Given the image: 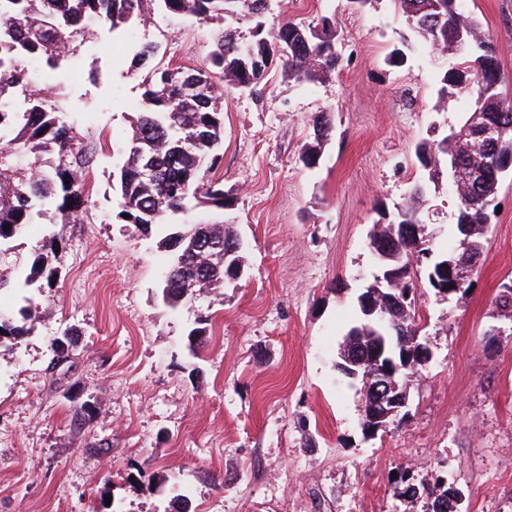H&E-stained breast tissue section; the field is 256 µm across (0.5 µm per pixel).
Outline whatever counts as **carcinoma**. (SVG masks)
Instances as JSON below:
<instances>
[{
    "label": "carcinoma",
    "instance_id": "carcinoma-1",
    "mask_svg": "<svg viewBox=\"0 0 512 512\" xmlns=\"http://www.w3.org/2000/svg\"><path fill=\"white\" fill-rule=\"evenodd\" d=\"M463 0H394L408 25L428 47L443 52L452 40L471 44L468 55L453 58L442 77L443 99L477 87L473 110L488 111L497 119L500 136L489 152L472 153L461 145L470 164L480 167L512 155V100L497 91L501 82L497 47L486 38L479 22L462 9ZM163 9L217 25L211 49L203 65L172 66L154 62L158 45L150 40L133 49L127 75L137 81L141 112L133 119L132 136L118 178L120 214L129 224L146 229L168 224L192 199L205 206L225 209L233 204L224 185L214 178L215 154L224 139V91L253 89L264 76L253 71L250 55L266 56L280 65L282 75L296 82H315L336 72L335 22L320 17L313 25L290 20L268 28L262 20L261 0H0V244L8 242L41 214V206L55 204L60 223H82L88 217L92 194L87 176L93 152L59 116L52 98L24 89V63L37 60L56 69L76 58L89 37L86 23L94 22L112 31L137 25L147 27L155 11ZM251 24L248 34L238 27ZM288 43V55L277 54V46ZM22 88L23 100L12 90ZM313 139L307 142L300 160L307 168L319 164L323 146L333 129L330 114L311 117ZM462 129L450 127L439 143L419 146L417 156L433 157L429 179H438L440 162L448 161L442 144L457 137ZM499 180L481 183L479 189L457 193L454 255L465 254L463 241L483 251L485 228L492 223ZM420 197L410 189L393 224H419ZM237 236L222 222L194 224L191 229L164 238L165 248H175L172 277L163 282V298L172 307L205 288H218L229 280L227 265H242V256L224 257V248ZM397 263L404 279L417 275L418 257L408 245L401 246ZM58 271L48 257L38 255L25 283L43 278L57 279ZM21 320L0 317V340H16L29 332L27 310ZM396 326L406 336L418 332L412 302L398 309ZM349 345L362 348L378 342L389 356L397 357L401 338L365 315L346 334Z\"/></svg>",
    "mask_w": 512,
    "mask_h": 512
}]
</instances>
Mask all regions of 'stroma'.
Returning <instances> with one entry per match:
<instances>
[{
    "label": "stroma",
    "instance_id": "35a3bbf8",
    "mask_svg": "<svg viewBox=\"0 0 512 512\" xmlns=\"http://www.w3.org/2000/svg\"><path fill=\"white\" fill-rule=\"evenodd\" d=\"M498 49L512 97V0H464ZM336 22L341 65L310 83L272 67L256 91L224 95L215 176L230 213L187 206L179 228L231 216L244 243L243 275L180 306L162 298L165 226L121 221L117 175L140 96L125 73L129 48L151 39L162 62L202 65L210 24L155 15L124 39L86 43L76 65L29 63V86L96 147L87 180L94 206L63 224L54 204L6 243L0 312L31 316V331L0 348V512H176L179 478L191 512H421L395 493L408 471L432 494L457 488V512H512V322L495 300L512 283V173L496 197L471 287L437 298L418 270L419 339L432 358L410 384L406 417L365 437L361 384L336 368L359 316L358 296L378 271L374 225L392 220L410 187L427 182L419 144L447 136L470 95L440 101L448 55L426 47L392 0H270L268 25ZM407 55L390 65L394 49ZM334 132L317 168L299 160L310 118ZM457 199L448 178L422 207L433 248L452 237ZM58 284H24L38 254ZM206 336L189 343L198 321ZM74 334L69 361L51 342Z\"/></svg>",
    "mask_w": 512,
    "mask_h": 512
}]
</instances>
